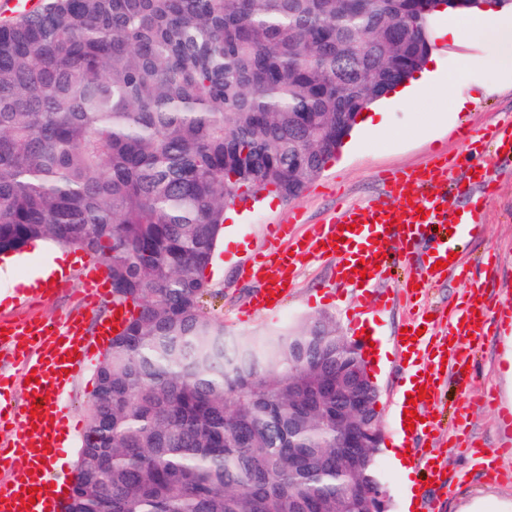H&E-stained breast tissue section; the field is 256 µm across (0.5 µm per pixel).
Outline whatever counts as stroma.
<instances>
[{
	"mask_svg": "<svg viewBox=\"0 0 512 512\" xmlns=\"http://www.w3.org/2000/svg\"><path fill=\"white\" fill-rule=\"evenodd\" d=\"M466 28L465 41L444 39L433 46L436 60L432 76L449 78L450 95L415 91L405 97L387 96L382 101L384 131L354 132L298 197L288 201L270 199L262 193L257 201L234 206L233 217L224 222L225 230L243 238L244 243L217 248L206 271L214 288L221 291L212 306L223 317L227 335L247 338L329 316L344 336L358 339L357 325L350 318L351 307L359 301L355 289H342L333 295L328 292L333 262L301 257L288 298L275 314L255 308L253 297L259 285L244 277L242 266L249 256L269 249V225L291 224L293 235L299 237L341 204L390 203L383 175L421 170L440 156L457 157L462 150V132L482 133L501 116L512 115V73L486 66L484 60L495 54V45L474 23H467ZM453 96L467 101L464 112L457 116L449 110ZM498 172L500 180L487 204L483 232L462 242L460 259L465 276L449 275L432 283L420 297L394 302L380 323V340L389 352L386 362L375 370L383 446L378 465L390 496L391 512H425L423 503L406 504L401 471L386 451L397 435L396 390L404 385L408 372V356L395 343L398 333L413 314L451 311L470 291L481 295L493 314L501 304H512V169L502 166ZM56 248V243L38 240L10 259L0 258V294L10 296L9 305L0 306V318L55 320L71 313L84 316L88 334H95L99 321L110 314L111 308L103 304L94 314L83 315L85 253L81 249L66 250L72 262L65 288L44 285L37 300L25 307L20 304L23 281L37 277ZM487 256L495 261L489 274L478 263L479 258ZM470 354L469 370L460 377L449 376L444 384L437 416L443 427L458 428L494 450L496 466L512 473V423L505 419L512 413V327L493 324L489 336L471 345ZM102 357V350H95L85 370L73 379L62 397L70 411V431L63 450L68 470L78 458L94 371ZM419 441L439 454L449 481L448 486H432L427 491L440 512H512V480L489 479L477 461L454 447L451 437L423 435Z\"/></svg>",
	"mask_w": 512,
	"mask_h": 512,
	"instance_id": "35a3bbf8",
	"label": "stroma"
}]
</instances>
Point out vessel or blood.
<instances>
[{
	"instance_id": "vessel-or-blood-1",
	"label": "vessel or blood",
	"mask_w": 512,
	"mask_h": 512,
	"mask_svg": "<svg viewBox=\"0 0 512 512\" xmlns=\"http://www.w3.org/2000/svg\"><path fill=\"white\" fill-rule=\"evenodd\" d=\"M499 163L512 162V120L496 123L469 144L461 157L438 160L424 173L404 172L388 179L392 202L388 205L350 204L334 210L332 216L314 225L308 235L292 236L289 225L270 227L274 248L255 254L245 263L247 278L260 288L255 295L259 308L282 304L285 285L293 283L297 259L308 255L334 261L337 287H359L361 280H375L388 268V253L395 247L413 249L427 243L428 250L418 265L410 267L401 287L406 294L428 287L436 278L453 274L462 236L480 232L485 224L484 203L494 191L493 171L486 156ZM468 166L467 182L456 181L453 172ZM470 195L467 208H457L454 197ZM444 269H436L437 261ZM84 306L95 309L109 298L110 278L105 264L90 256L84 265ZM486 308L476 296L464 300L448 321V332L456 336L454 345L443 353L429 347L419 335V322L408 326L403 347L414 348L418 368L413 389L423 390L415 409L419 415L415 434L434 431V410L439 402L445 369H462L469 360V338L486 336ZM5 338L24 371L35 372L36 381L23 386L27 403L36 413L9 411L0 404V464L9 463L10 475L0 480V512H58L61 487L48 466L64 447L62 430L65 411L57 401L89 361L96 346L86 337L81 319L69 316L49 322L26 318L5 324Z\"/></svg>"
}]
</instances>
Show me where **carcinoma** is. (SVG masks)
I'll return each instance as SVG.
<instances>
[{
	"label": "carcinoma",
	"instance_id": "1",
	"mask_svg": "<svg viewBox=\"0 0 512 512\" xmlns=\"http://www.w3.org/2000/svg\"><path fill=\"white\" fill-rule=\"evenodd\" d=\"M433 0H45L0 26V254L107 266L132 315L95 369L62 512H369L380 441L330 317L229 338L204 272L226 209L298 197L426 63ZM467 16L486 0H444ZM367 432L359 448L348 432Z\"/></svg>",
	"mask_w": 512,
	"mask_h": 512
}]
</instances>
